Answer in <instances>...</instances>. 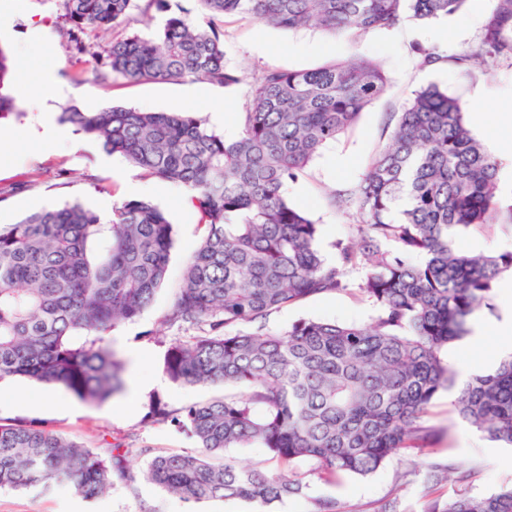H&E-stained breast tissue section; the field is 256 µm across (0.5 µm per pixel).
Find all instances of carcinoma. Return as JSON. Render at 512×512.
Masks as SVG:
<instances>
[{
	"label": "carcinoma",
	"instance_id": "1",
	"mask_svg": "<svg viewBox=\"0 0 512 512\" xmlns=\"http://www.w3.org/2000/svg\"><path fill=\"white\" fill-rule=\"evenodd\" d=\"M58 2L69 61L98 34L126 29L134 9L168 13L157 35H114L92 54L85 72L108 87L118 78L239 83L224 62V17L231 14L283 30L358 36L406 15L443 19L468 0H198V18L173 11L170 0H146L142 8L137 0ZM490 2L476 48L458 62L488 69L512 60V0ZM16 68L0 46V119L19 111L16 98L3 93ZM388 83L379 66L360 58L265 69L231 141L189 112L64 109L61 121L107 152L184 188L203 234L162 324L197 334L170 344L164 369L176 384L222 386L224 394L175 410L151 400L144 420L185 431L195 449L156 454L141 447L146 463L137 473L122 443L101 452L42 421L0 422L1 490L68 484L94 500L142 480L189 502L269 506L302 493L305 466L364 477L430 447L434 432L424 417L442 391L464 422L512 446V355L461 387L440 356L469 334L497 279L512 272L511 250L470 255L449 239L455 228L492 222L502 205L499 164L468 127L467 106L436 84L412 94L348 199L362 224L354 242L337 243L334 261L318 247L320 225L285 193ZM172 247L173 224L146 199L123 201L106 224L73 202L0 226V381L58 387L90 405L123 392L125 364L106 335L152 305ZM357 266L366 274L354 283L348 272ZM352 292L374 306L371 322L300 319L282 331L267 327L286 306ZM253 445L277 468L229 453ZM431 512H512V488L459 493Z\"/></svg>",
	"mask_w": 512,
	"mask_h": 512
}]
</instances>
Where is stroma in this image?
<instances>
[{
  "label": "stroma",
  "instance_id": "stroma-1",
  "mask_svg": "<svg viewBox=\"0 0 512 512\" xmlns=\"http://www.w3.org/2000/svg\"><path fill=\"white\" fill-rule=\"evenodd\" d=\"M489 7V0H468L448 18L420 21L407 17L393 28L375 29L354 39L312 28L284 31L243 15H230L224 19L225 63L241 75L238 84L117 80L105 89L83 76L82 64L66 66L54 0H0V12L8 13L11 21L10 32L0 37V45L23 64L20 78L26 87L19 112L0 119V225L75 201L108 216L113 207L132 198L131 187L137 183L145 188L144 198L168 213L175 231L169 278L154 303L108 336L125 359L127 374L135 376L138 390L89 406L59 388L7 379L0 382V418L38 419L62 436L93 448L131 439L159 452H180L193 448V441L170 424L145 422L149 401L158 397L177 409L219 393L214 386L173 383L163 366L169 345L181 331L161 326L160 319L172 303L183 265L201 233L194 212L184 201V191L145 176L70 125H62L59 136L45 135L40 106L53 107L58 113L70 106L96 111L110 105L145 112H192L220 134L226 125H239L250 84L264 69L304 70L358 56L386 72L387 92L321 150L305 176L286 187L289 201L319 224L318 243L324 255L336 259V241H354L359 217L344 200L362 180L367 159L388 142L396 114L412 92L432 83L459 97L469 111L482 112L483 121L474 135L500 164L504 209L495 223L458 232L454 245L473 254L510 250L512 212L507 206L512 203V152L497 146L506 135L497 112L512 109V61H501L489 71L454 62L477 44ZM422 48L440 49L436 64L421 65L418 51ZM490 303V309L479 313L489 327L487 336L479 340L465 337L443 351V359L453 369L487 372L512 354V335L497 329L512 303L497 293ZM374 316L373 305L358 296L324 294L273 313L268 325L285 330L303 318L366 324ZM451 400L450 394L441 393L425 419L437 433L435 447L391 460L365 477L346 475L330 481L322 474L306 473L301 495L269 506L241 500L188 502L141 482L133 491L115 486L92 501L67 488L47 493L2 489L0 512H317L325 502L336 504L340 512H428L431 504H445L460 492L479 496L512 486V447L485 439L454 413ZM450 465H471L475 471L466 481L453 479L430 486L428 477L434 469Z\"/></svg>",
  "mask_w": 512,
  "mask_h": 512
}]
</instances>
